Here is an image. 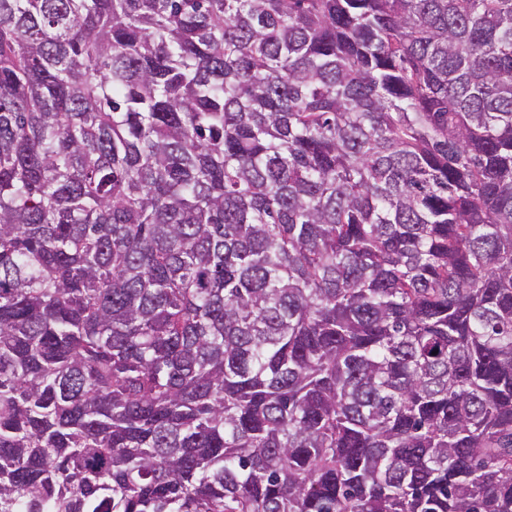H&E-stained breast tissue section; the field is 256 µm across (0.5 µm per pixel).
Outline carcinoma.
Returning a JSON list of instances; mask_svg holds the SVG:
<instances>
[{"label": "carcinoma", "mask_w": 512, "mask_h": 512, "mask_svg": "<svg viewBox=\"0 0 512 512\" xmlns=\"http://www.w3.org/2000/svg\"><path fill=\"white\" fill-rule=\"evenodd\" d=\"M0 512H512V0H0Z\"/></svg>", "instance_id": "carcinoma-1"}]
</instances>
